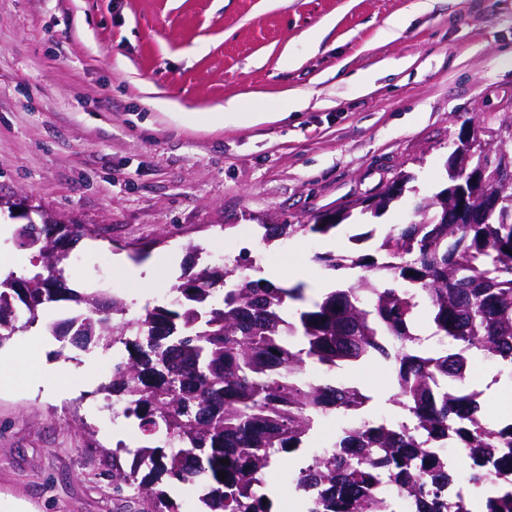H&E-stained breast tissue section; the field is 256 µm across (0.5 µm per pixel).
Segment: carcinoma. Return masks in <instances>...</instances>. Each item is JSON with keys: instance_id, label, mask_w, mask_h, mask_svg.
Wrapping results in <instances>:
<instances>
[{"instance_id": "carcinoma-1", "label": "carcinoma", "mask_w": 512, "mask_h": 512, "mask_svg": "<svg viewBox=\"0 0 512 512\" xmlns=\"http://www.w3.org/2000/svg\"><path fill=\"white\" fill-rule=\"evenodd\" d=\"M478 161L452 153L448 186L466 181ZM498 164L492 155L486 174L498 204L474 220L456 213L443 189L374 252L315 255L328 270L364 271L320 299L301 285L280 288L206 266L174 286L175 301L128 318L123 299L68 287L60 244L78 241L80 229L22 224L16 236L36 250L44 272L0 279V343L69 300L78 309L46 320V330L79 348L124 346L126 360L103 390L139 421L149 445L138 454L150 467L145 474L115 467L110 478L118 493L134 488L147 504L142 512H176L158 488L164 477L199 483V512H258L252 490L263 472L286 451L306 447L328 414H353L369 401L353 385L313 384L305 369L332 370L379 354L398 369L390 402L414 426L336 423L335 447L355 448L357 458H313L300 476L301 512H396L395 501L374 493L384 483L417 493L418 512H473L465 497L439 500L453 480L450 463L428 470L426 489L407 480L426 456L414 427L454 436L478 462L512 458V423L482 415L467 383L476 356L512 380V181L494 179ZM351 217L346 209L312 224H270L266 238L327 235ZM175 443L181 451L170 450ZM499 477L486 467L472 486L499 488ZM482 512H512V485L502 497H486Z\"/></svg>"}]
</instances>
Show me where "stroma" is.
Here are the masks:
<instances>
[{
    "label": "stroma",
    "instance_id": "1",
    "mask_svg": "<svg viewBox=\"0 0 512 512\" xmlns=\"http://www.w3.org/2000/svg\"><path fill=\"white\" fill-rule=\"evenodd\" d=\"M0 0V276L40 272L14 232L51 216L85 234L69 287L124 299L129 313L221 255L288 278L318 253L371 252L440 188L463 128L512 118V0ZM370 74L359 89L354 78ZM240 127L224 105L275 110ZM404 195L379 216L326 236L263 241L267 224L374 198L400 175ZM153 265L142 286L114 269ZM0 512H142L113 491L141 439L115 434L99 388L107 351L36 327L0 343ZM320 380L393 389L373 357ZM305 101L306 95L303 93L287 96L278 107V112H265L258 106L250 112H245L237 101H230L227 106L224 105V118L227 113L229 114V119L235 124L241 127H248L271 118H286L290 110L305 104Z\"/></svg>",
    "mask_w": 512,
    "mask_h": 512
}]
</instances>
